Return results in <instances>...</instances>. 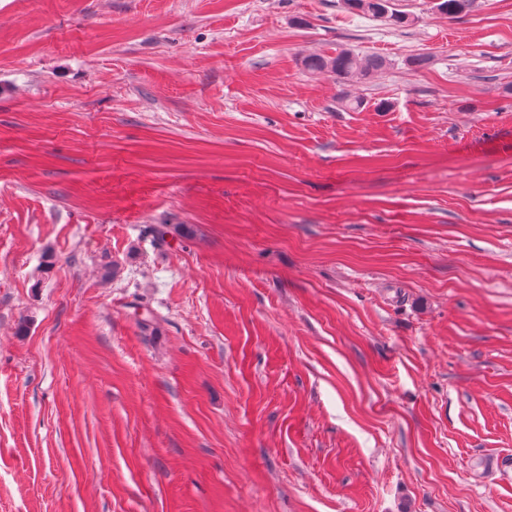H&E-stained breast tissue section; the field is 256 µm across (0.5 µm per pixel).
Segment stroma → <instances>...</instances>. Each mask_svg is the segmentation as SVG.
Masks as SVG:
<instances>
[{
	"mask_svg": "<svg viewBox=\"0 0 512 512\" xmlns=\"http://www.w3.org/2000/svg\"><path fill=\"white\" fill-rule=\"evenodd\" d=\"M393 3L0 0V512H512V0ZM301 63L308 72L333 74L338 82L368 79L388 65L386 58L379 54L359 55L346 48H336L331 54L306 55Z\"/></svg>",
	"mask_w": 512,
	"mask_h": 512,
	"instance_id": "1",
	"label": "stroma"
}]
</instances>
